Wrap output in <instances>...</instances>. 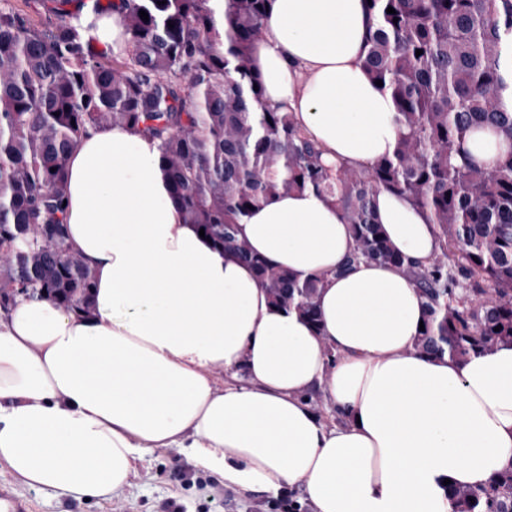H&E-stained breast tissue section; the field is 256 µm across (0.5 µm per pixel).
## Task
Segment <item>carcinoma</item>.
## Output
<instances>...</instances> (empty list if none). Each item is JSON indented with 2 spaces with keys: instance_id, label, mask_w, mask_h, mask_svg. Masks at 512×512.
Here are the masks:
<instances>
[{
  "instance_id": "1",
  "label": "carcinoma",
  "mask_w": 512,
  "mask_h": 512,
  "mask_svg": "<svg viewBox=\"0 0 512 512\" xmlns=\"http://www.w3.org/2000/svg\"><path fill=\"white\" fill-rule=\"evenodd\" d=\"M44 2L53 29L0 0L1 311L18 299L6 288L88 302L93 272L66 237V161L88 128L126 126L159 143L188 221L311 324L320 280H299L238 237L249 207L302 190L332 199L350 225L356 248L337 272L367 261L410 273L425 306L419 352L461 359L512 341V0H371L364 66L394 97L401 131L394 156L366 169L325 164L289 113L265 106L251 55L273 0H94L124 27L108 53L82 41L74 0ZM483 128L508 145L491 169L472 149ZM381 191L435 225L441 251L426 264L387 241ZM451 495L458 512H512V468Z\"/></svg>"
}]
</instances>
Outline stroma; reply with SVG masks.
I'll return each instance as SVG.
<instances>
[{
	"mask_svg": "<svg viewBox=\"0 0 512 512\" xmlns=\"http://www.w3.org/2000/svg\"><path fill=\"white\" fill-rule=\"evenodd\" d=\"M26 505L28 512H212L222 500L223 512H279L274 498L255 497L224 487L222 480L187 463L175 448L155 451L139 466L131 487L111 501L57 499L19 485L0 466V493Z\"/></svg>",
	"mask_w": 512,
	"mask_h": 512,
	"instance_id": "stroma-1",
	"label": "stroma"
}]
</instances>
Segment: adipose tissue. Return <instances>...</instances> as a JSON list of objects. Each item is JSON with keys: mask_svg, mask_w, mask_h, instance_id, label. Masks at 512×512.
Instances as JSON below:
<instances>
[{"mask_svg": "<svg viewBox=\"0 0 512 512\" xmlns=\"http://www.w3.org/2000/svg\"><path fill=\"white\" fill-rule=\"evenodd\" d=\"M371 24L365 0H273L253 48L264 103L330 164L396 149L394 99L363 67ZM67 170L68 243L92 296L81 311L26 298L0 311V463L20 484L108 500L146 456L178 448L228 488H299L313 512H457L451 488L512 466V342L464 359L417 351L424 308L405 270L337 274L354 240L331 200L281 194L239 224L272 265L321 279L315 326L185 220L157 142L91 128ZM376 216L405 256L439 252L407 199L380 192Z\"/></svg>", "mask_w": 512, "mask_h": 512, "instance_id": "adipose-tissue-1", "label": "adipose tissue"}]
</instances>
